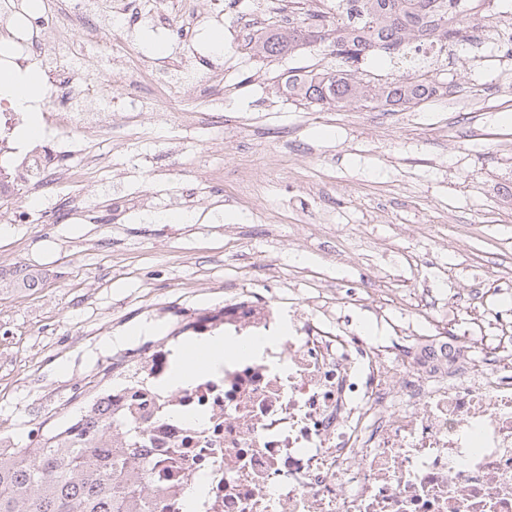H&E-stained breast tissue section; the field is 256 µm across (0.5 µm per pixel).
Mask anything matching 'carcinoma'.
Returning a JSON list of instances; mask_svg holds the SVG:
<instances>
[{"mask_svg":"<svg viewBox=\"0 0 512 512\" xmlns=\"http://www.w3.org/2000/svg\"><path fill=\"white\" fill-rule=\"evenodd\" d=\"M336 25L331 52L356 62L377 48L394 49L411 40L463 42L466 0H334ZM329 26L327 13L308 15L293 26L258 32L245 44L253 57L291 54L320 42ZM288 98L322 106L359 104L408 108L442 94L440 82L409 74L384 84L364 82L343 69L289 71L282 86ZM81 448L46 435L19 448L0 434V512H141L134 492L123 487L122 449L106 448L97 419Z\"/></svg>","mask_w":512,"mask_h":512,"instance_id":"cac0c4a2","label":"carcinoma"}]
</instances>
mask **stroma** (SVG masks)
I'll return each mask as SVG.
<instances>
[{
    "mask_svg": "<svg viewBox=\"0 0 512 512\" xmlns=\"http://www.w3.org/2000/svg\"><path fill=\"white\" fill-rule=\"evenodd\" d=\"M183 35L160 21L118 23L106 38L167 45L151 62L195 107L180 125L160 112L126 125L122 110L99 137L112 168L98 182L65 188L47 224L0 232V429L19 444L60 425L46 385L88 386L113 354L137 348L138 323L176 335L186 313L252 294L319 316L329 330L368 324L382 336L429 330L423 313L375 312L374 297L406 299L429 288L447 331L512 337V96L496 80L512 54L491 41L497 0L428 67L447 95L404 110L318 108L288 99L292 69L336 70L340 59L310 45L278 58L243 48L242 12L262 19L263 0L219 8L194 0ZM224 32L222 53L209 34ZM411 62L376 50L352 65L374 80L402 78ZM223 85L198 94L199 73ZM255 185L236 191L240 166ZM181 212L190 222L169 224ZM480 300L459 299L457 289Z\"/></svg>",
    "mask_w": 512,
    "mask_h": 512,
    "instance_id": "1",
    "label": "stroma"
}]
</instances>
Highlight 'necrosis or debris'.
Wrapping results in <instances>:
<instances>
[{
  "label": "necrosis or debris",
  "instance_id": "1",
  "mask_svg": "<svg viewBox=\"0 0 512 512\" xmlns=\"http://www.w3.org/2000/svg\"><path fill=\"white\" fill-rule=\"evenodd\" d=\"M159 0H0V66L46 74L44 136H16L26 120L0 97V216L32 221L33 199L95 181L88 156L111 125L110 83L84 72L87 50L116 68L128 122L168 108L191 123L173 86L120 38L115 19L155 17ZM53 33L50 51L42 35ZM170 342H147L113 364L99 391L72 392L58 428L80 443L87 408L126 449L143 512H512V350L468 336H410L393 351L348 330L243 300ZM257 331L258 353L173 380L184 349L223 333ZM486 365L474 367V350ZM193 510H186L187 499Z\"/></svg>",
  "mask_w": 512,
  "mask_h": 512
}]
</instances>
